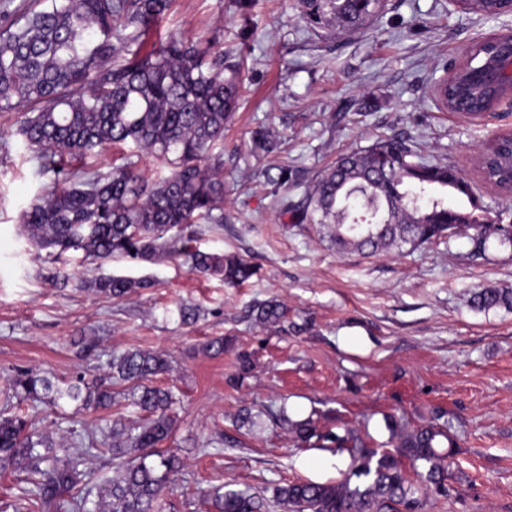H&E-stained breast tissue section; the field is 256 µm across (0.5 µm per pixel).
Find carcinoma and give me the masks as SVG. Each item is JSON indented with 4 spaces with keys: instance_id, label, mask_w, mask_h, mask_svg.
<instances>
[{
    "instance_id": "cac0c4a2",
    "label": "carcinoma",
    "mask_w": 512,
    "mask_h": 512,
    "mask_svg": "<svg viewBox=\"0 0 512 512\" xmlns=\"http://www.w3.org/2000/svg\"><path fill=\"white\" fill-rule=\"evenodd\" d=\"M173 0H41L43 7L18 15L0 0V111L23 113L18 133L37 153L40 170L54 174L49 190L20 213L23 232L40 250L60 256L81 252L105 261L114 254L152 260L184 256L199 273L229 286L248 281L255 269L237 255L191 249L193 224L224 223L220 155L241 89V64L185 38L144 49L143 36L168 12ZM304 15L353 32L373 20L383 0H299ZM504 0L460 4V11L494 16ZM498 37L478 44L469 64L445 88L450 110L474 115L494 107L507 93L490 68L508 51ZM124 144L125 165L103 174L72 161L97 148ZM153 156L168 174L148 181L133 158ZM484 177L512 187V135L496 136ZM299 223L316 224L339 253L364 256L412 249L450 239L462 231L497 224L469 181L441 161L421 158L416 146L397 136L380 137L344 153L317 177ZM189 235H172L173 229ZM505 232L472 238L473 254L495 240L512 248ZM109 297H124L146 280L106 276L94 282ZM473 309L512 310V289L483 287L470 298ZM255 320L279 326L286 310L276 300L253 305ZM241 384L252 370L251 354L237 355ZM170 367L168 356L128 350L112 356L106 376L69 382L30 369L7 378V399L33 405L71 401L108 410L116 395L147 413L135 426L94 427L58 448L24 412L7 402L0 410V469L26 473L21 488L26 512H164L163 492L182 467L180 457L160 450L173 431L174 394L153 385ZM279 420L303 442L349 451L352 470L334 483L277 485L272 498L242 491L216 495L219 512H426L434 498L448 497L450 457L456 446L452 420L440 409L411 426L406 415L389 414L392 449L378 451L353 431L319 433L312 418ZM111 455L115 476L96 478L86 467L93 454Z\"/></svg>"
}]
</instances>
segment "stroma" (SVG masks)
I'll use <instances>...</instances> for the list:
<instances>
[{
	"label": "stroma",
	"instance_id": "obj_1",
	"mask_svg": "<svg viewBox=\"0 0 512 512\" xmlns=\"http://www.w3.org/2000/svg\"><path fill=\"white\" fill-rule=\"evenodd\" d=\"M505 34L512 13L465 14L453 0H384L381 15L351 34L311 25L297 0H175L147 45L182 36L242 64L240 103L216 148L224 221L195 241L255 268L235 288L182 257L101 263L70 252L60 263L37 253L18 217L51 177L24 145L18 113L0 112V390L18 368L68 381L106 374L112 355L127 350L170 353L172 369L157 382L178 399L167 446L183 468L165 512H217L210 493L220 485L263 494L293 480L333 483L348 471V452L300 442L265 415L240 426L242 409L283 406L322 432L367 433L377 448L389 438L392 408L418 424L439 407L453 423L455 478L427 512H512V310L469 304L475 289L512 288V249L492 241L473 257L464 232L399 254H339L291 211L337 156L396 135L462 172L512 224V196L486 183L474 161L493 134L512 130V98L470 118L448 111L437 91L469 46ZM263 135L272 151L257 147ZM62 269L68 281L57 280ZM109 275L150 285L108 298L93 282ZM267 299L286 308L285 329L255 322L253 304ZM186 306L194 321L183 320ZM216 336L228 347L213 357L202 345ZM78 339L95 344L91 357L78 355ZM241 352L253 370L233 387ZM33 416L59 442L143 414L125 403L100 414L69 402Z\"/></svg>",
	"mask_w": 512,
	"mask_h": 512
}]
</instances>
